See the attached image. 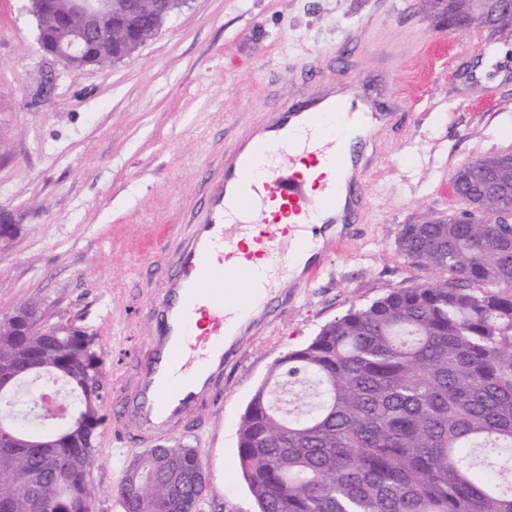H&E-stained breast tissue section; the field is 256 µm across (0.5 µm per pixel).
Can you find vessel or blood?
Segmentation results:
<instances>
[{"instance_id":"1","label":"vessel or blood","mask_w":512,"mask_h":512,"mask_svg":"<svg viewBox=\"0 0 512 512\" xmlns=\"http://www.w3.org/2000/svg\"><path fill=\"white\" fill-rule=\"evenodd\" d=\"M359 32L338 43L336 60L349 67L363 47ZM368 88L352 79L280 103L250 127L216 165L219 184L204 193L188 225L154 233L147 261L161 270L175 263L162 301L150 306L156 336L123 374L132 399L113 408L114 435L136 443L177 428L186 414L219 405L225 336L255 299L260 270L276 275L304 260V275L319 268L317 228L354 226L368 208L363 183L376 166L361 134L400 130L408 110L400 99L376 106ZM234 234H227V226Z\"/></svg>"}]
</instances>
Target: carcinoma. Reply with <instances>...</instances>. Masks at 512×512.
Returning a JSON list of instances; mask_svg holds the SVG:
<instances>
[{"instance_id": "cac0c4a2", "label": "carcinoma", "mask_w": 512, "mask_h": 512, "mask_svg": "<svg viewBox=\"0 0 512 512\" xmlns=\"http://www.w3.org/2000/svg\"><path fill=\"white\" fill-rule=\"evenodd\" d=\"M471 0H423L435 23L477 29ZM489 35L512 33L498 13ZM478 210L405 224L397 245L439 274L393 288L322 326L288 352L256 390L238 428L237 456L259 512H512V224H485L512 192V162L479 156L454 176ZM0 326L13 362L61 375L78 426L24 432L0 447L7 512H95L96 444L104 421L95 337ZM197 449L158 446L132 459L117 488L121 512H197L206 480Z\"/></svg>"}]
</instances>
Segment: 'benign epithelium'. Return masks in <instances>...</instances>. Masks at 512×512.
Instances as JSON below:
<instances>
[{
	"mask_svg": "<svg viewBox=\"0 0 512 512\" xmlns=\"http://www.w3.org/2000/svg\"><path fill=\"white\" fill-rule=\"evenodd\" d=\"M31 0V12L38 24L41 49L66 65L85 67L103 64L99 43L108 32L118 37L112 61H121L144 44L143 33L157 29L161 0ZM18 231L10 214L0 211V250L9 248ZM15 336H32L33 322L23 314L10 320ZM33 409L47 420H73L71 406L59 405L40 391L31 394Z\"/></svg>",
	"mask_w": 512,
	"mask_h": 512,
	"instance_id": "benign-epithelium-1",
	"label": "benign epithelium"
}]
</instances>
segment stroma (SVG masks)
Listing matches in <instances>:
<instances>
[{
	"mask_svg": "<svg viewBox=\"0 0 512 512\" xmlns=\"http://www.w3.org/2000/svg\"><path fill=\"white\" fill-rule=\"evenodd\" d=\"M363 21L366 48L353 65L368 82L387 71L379 90L409 104L408 128L375 145L358 234L328 248L314 280L283 279L285 303L237 332L222 409L194 411L162 435L200 453V512H258L237 464V427L276 361L351 306L429 278L397 238L403 225L462 210L457 168L512 150V88L483 109L464 77L480 69L495 84L512 68V38L489 56L466 52L474 33L438 30L419 0H186L130 57L69 67L41 50L29 0H0V211L20 226L0 251V316L34 303L44 323L96 336L108 409L129 396L117 380L122 352L150 344L149 305L164 293L141 289L152 275L149 225L195 209L218 149L273 101L303 92L304 63L334 55ZM143 450L98 440L96 512H121L124 464Z\"/></svg>",
	"mask_w": 512,
	"mask_h": 512,
	"instance_id": "stroma-1",
	"label": "stroma"
}]
</instances>
